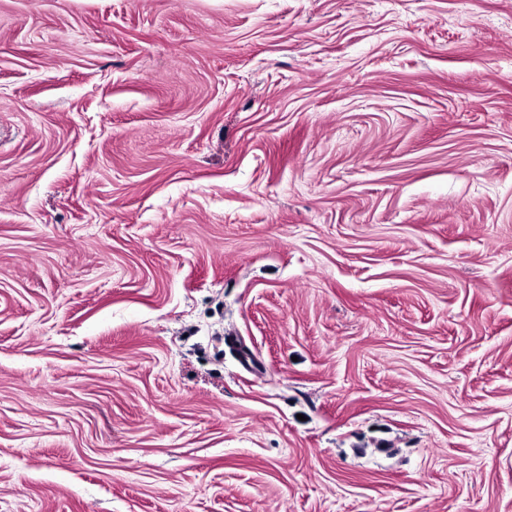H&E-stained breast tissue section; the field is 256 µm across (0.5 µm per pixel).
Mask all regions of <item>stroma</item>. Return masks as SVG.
<instances>
[{
    "instance_id": "35a3bbf8",
    "label": "stroma",
    "mask_w": 512,
    "mask_h": 512,
    "mask_svg": "<svg viewBox=\"0 0 512 512\" xmlns=\"http://www.w3.org/2000/svg\"><path fill=\"white\" fill-rule=\"evenodd\" d=\"M0 512H512V0H0Z\"/></svg>"
}]
</instances>
